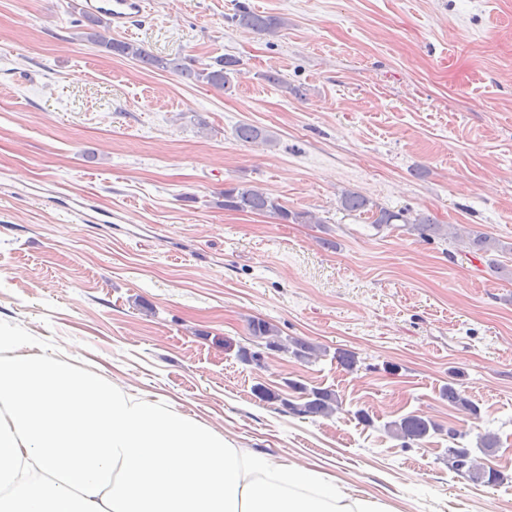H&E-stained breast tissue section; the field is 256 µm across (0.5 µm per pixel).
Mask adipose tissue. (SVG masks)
Wrapping results in <instances>:
<instances>
[{
  "label": "adipose tissue",
  "instance_id": "obj_1",
  "mask_svg": "<svg viewBox=\"0 0 512 512\" xmlns=\"http://www.w3.org/2000/svg\"><path fill=\"white\" fill-rule=\"evenodd\" d=\"M0 512H387L0 332Z\"/></svg>",
  "mask_w": 512,
  "mask_h": 512
}]
</instances>
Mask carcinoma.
I'll use <instances>...</instances> for the list:
<instances>
[{"label": "carcinoma", "mask_w": 512, "mask_h": 512, "mask_svg": "<svg viewBox=\"0 0 512 512\" xmlns=\"http://www.w3.org/2000/svg\"><path fill=\"white\" fill-rule=\"evenodd\" d=\"M90 31L85 33L88 41L105 49L107 52L123 58L138 61L143 67L173 72L192 84H206L213 88L224 90L230 87L232 76L238 72L239 61L231 57H217L211 63L202 66L195 65V61L182 58H163L148 52L142 45L136 42L116 40L108 37L106 33L97 30L102 21L98 18H87ZM230 22L237 27L248 29L256 33L275 34L285 22L278 16L261 15L248 8L244 3L240 4L235 14L230 17ZM236 136L244 142H252L265 138L263 131L252 124H241L236 129ZM341 209L349 216L359 217L363 214H371V224L376 228L390 227L401 223L410 233H417L422 237H428L441 231L438 224L429 216L418 214L412 218L405 211H392L379 206L369 199L351 191H345L340 197ZM224 209L266 213L278 219L283 224H307L312 222L313 215L308 212H291L269 193L256 188L245 186H231L224 189ZM468 249L473 253H487L494 248V240L487 234L470 231L467 234ZM249 330L253 337V348H243L239 351V357L246 363L261 364L264 350L288 352L296 358L311 360L321 355L314 346L298 340L282 343L275 339L276 330L269 322L263 319H253L249 322ZM288 387L298 393L296 400L279 399V395L271 390L258 386L255 388L257 397L263 401H281L288 412L301 417H331L341 409L342 402L336 392L329 388L312 387L297 382H288ZM442 397L449 403L466 411L471 415L477 414V408L465 396L449 385L442 390ZM386 433L402 441L403 446L420 445L434 434L442 431V428L420 415L409 413L392 420L384 425ZM448 461L452 470L468 478L474 483L495 487L505 480L498 471L481 464L473 455V451L465 447H455L453 443L463 439V435L450 428L447 431Z\"/></svg>", "instance_id": "carcinoma-1"}]
</instances>
